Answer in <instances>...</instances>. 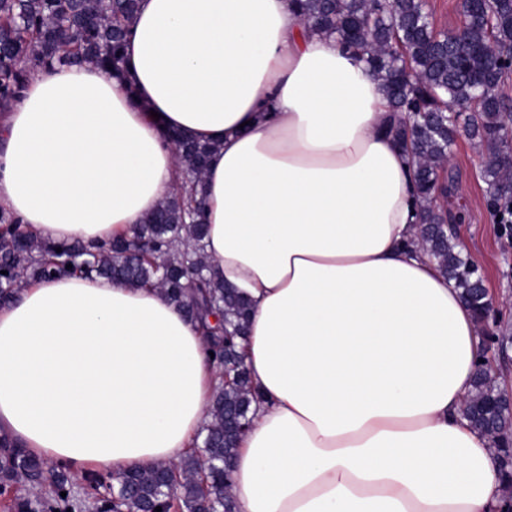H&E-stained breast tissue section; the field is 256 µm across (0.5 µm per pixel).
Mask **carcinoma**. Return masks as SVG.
I'll return each instance as SVG.
<instances>
[{"label":"carcinoma","mask_w":512,"mask_h":512,"mask_svg":"<svg viewBox=\"0 0 512 512\" xmlns=\"http://www.w3.org/2000/svg\"><path fill=\"white\" fill-rule=\"evenodd\" d=\"M299 21L357 50L382 81L393 112L391 132L415 158L421 222L417 240L461 289L482 321L486 293L477 269L455 250L446 192L447 164L457 137L479 148L482 178L495 215L512 214V153L503 136L512 107L503 87L512 78V0H485L473 12L460 5L461 22L438 32L425 0H294ZM139 0H0V112L19 97L33 72L55 65L88 64L119 77ZM189 190L175 187L132 235L103 245L33 238L12 214L0 211V302L31 281L81 273L130 286L158 289L205 334L214 353L219 386L201 443L176 465L125 471L106 482L91 473L82 493L64 467L29 455L0 435V496L4 512H196L206 503L223 512L231 496L224 463L238 438L224 412L249 417L255 392L238 346L248 323V303L214 278L204 222L207 163L217 145L182 132L167 136ZM72 268H67V265ZM229 376L232 383L222 382ZM497 384L477 374L464 413L482 433L506 438L512 416L489 422L478 414ZM66 496H61V492Z\"/></svg>","instance_id":"carcinoma-1"}]
</instances>
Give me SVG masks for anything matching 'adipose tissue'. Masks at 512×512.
<instances>
[{"instance_id":"1","label":"adipose tissue","mask_w":512,"mask_h":512,"mask_svg":"<svg viewBox=\"0 0 512 512\" xmlns=\"http://www.w3.org/2000/svg\"><path fill=\"white\" fill-rule=\"evenodd\" d=\"M124 69L33 74L0 114V208L39 239L108 241L171 193L169 131L218 143L206 251L250 302L259 395L236 512H499L462 414L481 329L416 243L410 159L360 56L291 0H140ZM217 383L155 289L76 274L0 305V432L76 475L179 462Z\"/></svg>"}]
</instances>
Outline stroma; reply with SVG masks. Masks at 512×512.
<instances>
[{"label": "stroma", "mask_w": 512, "mask_h": 512, "mask_svg": "<svg viewBox=\"0 0 512 512\" xmlns=\"http://www.w3.org/2000/svg\"><path fill=\"white\" fill-rule=\"evenodd\" d=\"M448 169L443 205L448 212L465 215L455 226L457 248L478 267L487 296L501 313L500 326L512 329V238L501 233L487 207L477 147L459 138Z\"/></svg>", "instance_id": "obj_1"}]
</instances>
